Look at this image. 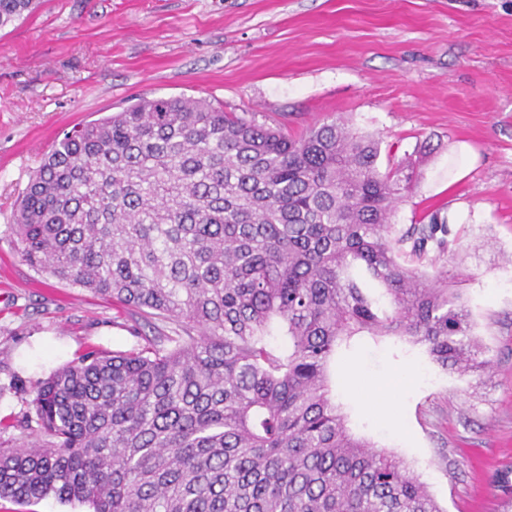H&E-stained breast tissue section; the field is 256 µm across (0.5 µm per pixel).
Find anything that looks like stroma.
<instances>
[{"label":"stroma","instance_id":"1","mask_svg":"<svg viewBox=\"0 0 512 512\" xmlns=\"http://www.w3.org/2000/svg\"><path fill=\"white\" fill-rule=\"evenodd\" d=\"M38 2L0 30V441H24L37 381L149 332L22 262L16 199L63 132L185 94L293 137L341 119L379 140V168L412 167L393 224L444 216L452 244L407 262L459 274L491 366L446 372L423 347L360 336L336 353L333 392L350 432L414 470L443 512H512V0Z\"/></svg>","mask_w":512,"mask_h":512}]
</instances>
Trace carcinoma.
<instances>
[{"label": "carcinoma", "mask_w": 512, "mask_h": 512, "mask_svg": "<svg viewBox=\"0 0 512 512\" xmlns=\"http://www.w3.org/2000/svg\"><path fill=\"white\" fill-rule=\"evenodd\" d=\"M36 7L0 0V29ZM333 121L293 138L204 98H142L56 141L10 230L33 269L175 324L35 385L0 448V499L92 512H441L404 463L353 437L329 365L357 336L488 366L433 217L396 234L413 175ZM287 346L272 343L274 333Z\"/></svg>", "instance_id": "obj_1"}]
</instances>
